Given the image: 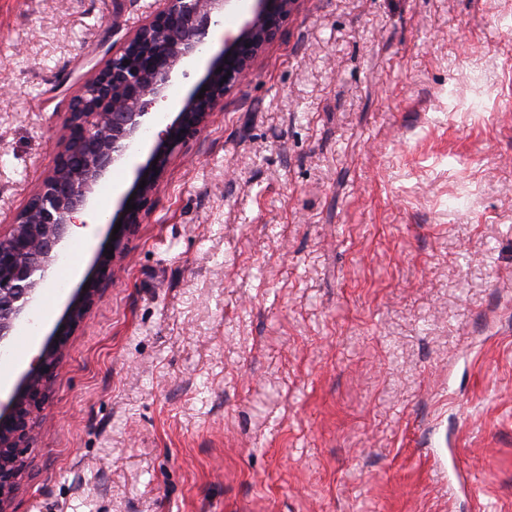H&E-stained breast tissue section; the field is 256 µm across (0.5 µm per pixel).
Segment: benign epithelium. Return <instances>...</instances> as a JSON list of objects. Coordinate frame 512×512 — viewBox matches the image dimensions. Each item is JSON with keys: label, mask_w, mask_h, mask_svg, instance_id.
Here are the masks:
<instances>
[{"label": "benign epithelium", "mask_w": 512, "mask_h": 512, "mask_svg": "<svg viewBox=\"0 0 512 512\" xmlns=\"http://www.w3.org/2000/svg\"><path fill=\"white\" fill-rule=\"evenodd\" d=\"M228 0H157V8L129 32L119 47L85 81L69 106L68 133L57 160L10 231L0 234V355L12 349L10 336L31 321L33 305L48 286L66 252L73 215L94 205L110 169L130 159L149 131L152 108L166 99L175 78L187 75L204 38ZM297 0H254L251 17L207 61L205 72L177 105L174 120L152 144L145 163L134 169L130 188L117 199L94 264L69 295L30 367L7 399H0V512L25 471L33 424L47 404V383L61 366L69 339L100 299L111 268L121 261L142 222L144 207L175 149L203 130L214 110L252 70L274 40ZM222 71H217V68ZM203 98H197L198 94ZM147 181L139 187L140 181ZM136 205L128 209L127 203ZM118 233H113L117 222ZM116 240H111V237ZM113 254H107V251Z\"/></svg>", "instance_id": "1"}]
</instances>
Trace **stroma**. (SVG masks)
<instances>
[{"label":"stroma","instance_id":"35a3bbf8","mask_svg":"<svg viewBox=\"0 0 512 512\" xmlns=\"http://www.w3.org/2000/svg\"><path fill=\"white\" fill-rule=\"evenodd\" d=\"M153 6L0 0V226ZM128 248L10 512H512V0H300Z\"/></svg>","mask_w":512,"mask_h":512}]
</instances>
